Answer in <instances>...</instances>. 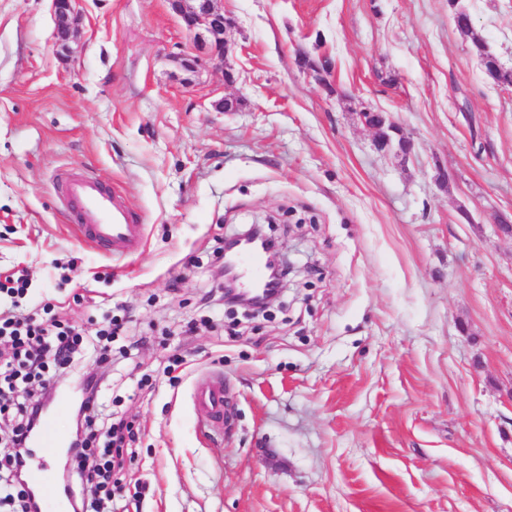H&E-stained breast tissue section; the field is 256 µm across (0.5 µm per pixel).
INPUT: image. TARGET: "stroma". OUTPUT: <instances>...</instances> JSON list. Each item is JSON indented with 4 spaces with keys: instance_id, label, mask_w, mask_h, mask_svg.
Returning a JSON list of instances; mask_svg holds the SVG:
<instances>
[{
    "instance_id": "35a3bbf8",
    "label": "stroma",
    "mask_w": 512,
    "mask_h": 512,
    "mask_svg": "<svg viewBox=\"0 0 512 512\" xmlns=\"http://www.w3.org/2000/svg\"><path fill=\"white\" fill-rule=\"evenodd\" d=\"M460 4L512 68V0ZM79 11L63 55L52 0H0V275L26 272L22 308L89 331L110 312L117 345L145 338L113 370L111 409L136 432L120 512H512V235L492 222L512 217V87L448 0H224L237 80L209 68L189 90L167 0ZM300 50L333 60L330 87ZM363 106L394 118L409 157L375 148ZM70 171L120 193L139 252L74 236L56 186ZM256 222L315 272L268 316L214 317L213 252ZM209 370L228 420L205 432ZM195 404L207 415L209 427L224 426V379L217 371H207L195 380Z\"/></svg>"
}]
</instances>
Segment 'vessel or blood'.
Returning a JSON list of instances; mask_svg holds the SVG:
<instances>
[{
  "instance_id": "obj_1",
  "label": "vessel or blood",
  "mask_w": 512,
  "mask_h": 512,
  "mask_svg": "<svg viewBox=\"0 0 512 512\" xmlns=\"http://www.w3.org/2000/svg\"><path fill=\"white\" fill-rule=\"evenodd\" d=\"M64 211L77 237L110 250L120 259L136 252L143 244V228L134 212L119 194L98 178L88 175L67 176L60 193ZM194 401L208 419L209 427L224 423V379L219 372L207 371L195 380ZM31 446L43 454L31 458L27 469L36 488H44L55 480L52 453L61 448V436L35 434Z\"/></svg>"
}]
</instances>
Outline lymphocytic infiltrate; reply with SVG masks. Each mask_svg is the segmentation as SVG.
Returning <instances> with one entry per match:
<instances>
[{"label": "lymphocytic infiltrate", "mask_w": 512, "mask_h": 512, "mask_svg": "<svg viewBox=\"0 0 512 512\" xmlns=\"http://www.w3.org/2000/svg\"><path fill=\"white\" fill-rule=\"evenodd\" d=\"M26 291L20 277L0 298V420L10 424L6 451L0 454V508L39 512L25 475L29 440L55 403L64 373L78 387L81 407L73 421L82 436L71 451L61 490L72 512H112L113 488L136 439L125 417L99 414L112 384V339L119 326L109 317L95 333L86 334L49 313L40 318L22 314L16 298ZM88 359L98 365V373L83 372Z\"/></svg>", "instance_id": "obj_1"}]
</instances>
